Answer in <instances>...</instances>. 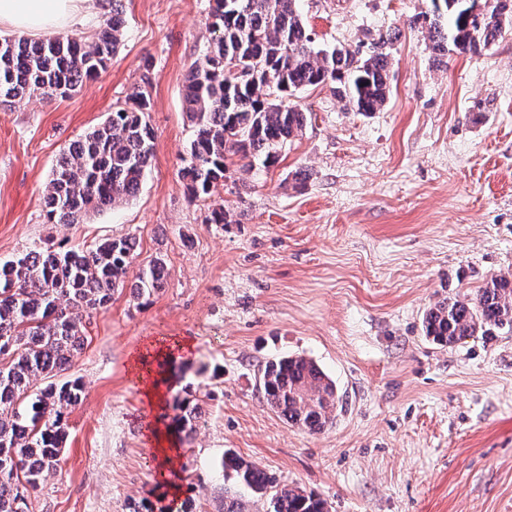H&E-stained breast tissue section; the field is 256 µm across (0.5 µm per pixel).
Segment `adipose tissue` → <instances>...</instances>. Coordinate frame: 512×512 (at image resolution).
Wrapping results in <instances>:
<instances>
[{
    "instance_id": "1",
    "label": "adipose tissue",
    "mask_w": 512,
    "mask_h": 512,
    "mask_svg": "<svg viewBox=\"0 0 512 512\" xmlns=\"http://www.w3.org/2000/svg\"><path fill=\"white\" fill-rule=\"evenodd\" d=\"M97 0H0V28L42 34L82 24Z\"/></svg>"
}]
</instances>
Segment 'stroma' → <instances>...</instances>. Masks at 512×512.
<instances>
[{"label": "stroma", "mask_w": 512, "mask_h": 512, "mask_svg": "<svg viewBox=\"0 0 512 512\" xmlns=\"http://www.w3.org/2000/svg\"><path fill=\"white\" fill-rule=\"evenodd\" d=\"M105 71L66 98L0 105V261L37 245L136 237L164 289L116 292L62 371L86 396L58 468L29 512H224V453L314 492L329 512H512V334L452 346L424 312L512 273V29L482 54L434 63L414 15L430 0H300L316 42L368 52L387 40L391 94L346 111L330 88L297 93L313 119L277 162L230 170L204 200L179 177L182 109L206 50L212 0H123ZM150 99L154 157L137 195L77 224L49 223L43 193L65 146L112 110ZM224 205L232 224H209ZM170 346L168 394L205 411L190 441L150 405L133 365ZM313 359L344 395L332 426L292 427L265 404L258 368ZM179 450L171 467L160 448Z\"/></svg>", "instance_id": "obj_1"}]
</instances>
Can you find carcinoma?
I'll return each mask as SVG.
<instances>
[{
  "instance_id": "carcinoma-1",
  "label": "carcinoma",
  "mask_w": 512,
  "mask_h": 512,
  "mask_svg": "<svg viewBox=\"0 0 512 512\" xmlns=\"http://www.w3.org/2000/svg\"><path fill=\"white\" fill-rule=\"evenodd\" d=\"M482 12L472 14L475 2ZM214 37L189 67L183 105L193 125L190 160L181 169L190 199L211 194L234 160L268 167L299 136L311 114L288 103L295 93L330 86L346 109L376 112L390 93L389 54L382 41L369 56L321 48L308 32L298 0H213ZM412 25L427 30L433 60L448 50L478 55L512 26V0H430ZM126 28L123 0L84 38L60 34L32 41L0 38V101L39 91L65 97L104 70ZM140 94L118 108L58 158L45 187L49 222L77 224L91 213L136 196L153 158L154 133ZM137 249L125 236L89 248L46 245L0 263V512H27V498L53 474L67 437L68 415L83 399L80 380L54 381L85 342L84 320L112 295L133 297L165 287L157 257L127 282ZM425 336L448 346L512 333V276L493 275L475 294L446 299L424 316ZM258 381L267 406L289 425L310 433L333 424L343 397L311 359L281 356L265 362ZM174 429L187 436L205 420L187 397L172 400ZM224 480L268 498L273 512H328L312 492L282 484L252 462L224 456ZM224 512H247L240 495L224 488Z\"/></svg>"
}]
</instances>
